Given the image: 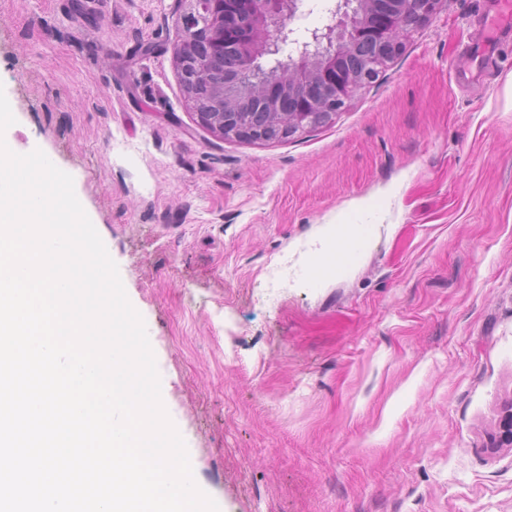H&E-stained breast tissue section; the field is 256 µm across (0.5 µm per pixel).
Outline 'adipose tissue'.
<instances>
[{"mask_svg": "<svg viewBox=\"0 0 512 512\" xmlns=\"http://www.w3.org/2000/svg\"><path fill=\"white\" fill-rule=\"evenodd\" d=\"M352 208L361 216V223L316 224L306 236L293 241L288 248V263L277 271L276 281L288 282L292 287H315V279L305 273L310 263L325 257L340 239L359 236L364 242H371L382 229L380 219L367 200L355 201Z\"/></svg>", "mask_w": 512, "mask_h": 512, "instance_id": "ef3b65f1", "label": "adipose tissue"}]
</instances>
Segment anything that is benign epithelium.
<instances>
[{"label":"benign epithelium","instance_id":"benign-epithelium-1","mask_svg":"<svg viewBox=\"0 0 512 512\" xmlns=\"http://www.w3.org/2000/svg\"><path fill=\"white\" fill-rule=\"evenodd\" d=\"M187 2L172 55L187 95L198 87L210 95L211 109L197 113L199 123L224 139L269 142L331 121L379 77L400 53L404 35L428 22L442 0H353L352 14L313 32L299 60L269 69L260 58L279 53L301 0ZM496 447H512V402Z\"/></svg>","mask_w":512,"mask_h":512}]
</instances>
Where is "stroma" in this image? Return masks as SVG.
<instances>
[{"label": "stroma", "mask_w": 512, "mask_h": 512, "mask_svg": "<svg viewBox=\"0 0 512 512\" xmlns=\"http://www.w3.org/2000/svg\"><path fill=\"white\" fill-rule=\"evenodd\" d=\"M302 0L270 68L338 23ZM177 0H0L10 149L39 145L142 316L220 512H512V19L442 0L377 82L276 142L202 126ZM370 199L355 272L268 300V265Z\"/></svg>", "instance_id": "stroma-1"}]
</instances>
